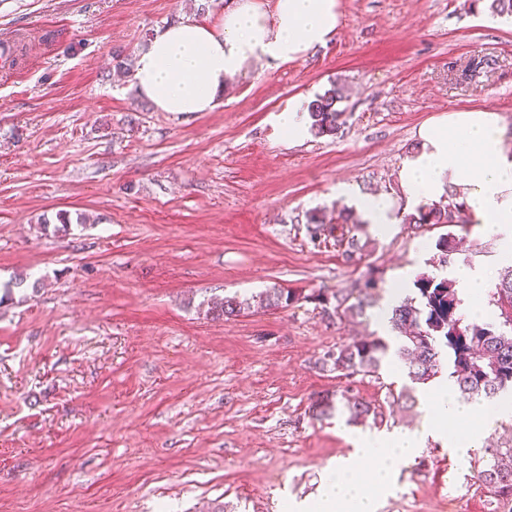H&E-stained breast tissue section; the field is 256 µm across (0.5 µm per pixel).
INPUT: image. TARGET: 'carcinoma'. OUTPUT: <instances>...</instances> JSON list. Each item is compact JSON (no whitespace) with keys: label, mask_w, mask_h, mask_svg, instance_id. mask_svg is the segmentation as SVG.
I'll return each instance as SVG.
<instances>
[{"label":"carcinoma","mask_w":512,"mask_h":512,"mask_svg":"<svg viewBox=\"0 0 512 512\" xmlns=\"http://www.w3.org/2000/svg\"><path fill=\"white\" fill-rule=\"evenodd\" d=\"M343 100L336 87L318 94L308 105L309 132L314 137L334 136L344 124ZM309 237L316 241L333 239L343 249L347 260L361 262L369 242L358 236L364 224L350 209L339 213L336 223L326 222L322 211L305 214ZM404 223L427 230L445 227L435 241L437 266L444 269L460 255L459 238L454 228L466 223L464 203L456 194L448 202L432 205L425 211L404 216ZM413 297L404 298L388 312L387 323L398 340L396 349L383 337H352L334 351L316 361L321 368H332L344 376L361 374L379 376L382 363L394 355L408 365L414 384H426L441 373L443 358L451 365L449 377L460 397L493 400L512 389V261L505 262L503 273L489 292L488 305L495 307L494 317L466 322L459 313L460 299L452 281L434 273H421L413 282ZM380 280L373 268L349 291L331 295H304L288 288L273 286L251 298L225 296L211 302L208 313L214 319H231L258 309L287 308L301 301L313 300L321 306L325 319L360 317L380 299ZM312 417L323 419L342 410L348 421L363 423L383 420L382 405L368 402L346 392L336 398L325 395L313 401ZM489 456L475 479L496 500L512 501V448H486Z\"/></svg>","instance_id":"carcinoma-1"}]
</instances>
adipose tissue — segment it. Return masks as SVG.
<instances>
[{
    "instance_id": "ef3b65f1",
    "label": "adipose tissue",
    "mask_w": 512,
    "mask_h": 512,
    "mask_svg": "<svg viewBox=\"0 0 512 512\" xmlns=\"http://www.w3.org/2000/svg\"><path fill=\"white\" fill-rule=\"evenodd\" d=\"M340 0H234L219 25L193 19L156 28L136 56L133 84L161 112H209L228 80L252 63L284 64L327 44L340 26ZM417 148L402 162L400 186L406 209L415 213L456 191L472 223L498 238L502 255H512V151L505 146L497 110L463 108L422 127ZM350 196L360 219L374 234L399 220L395 200L385 193ZM461 309L484 308L491 286L487 271L466 262L451 270ZM512 417V397L490 402L464 400L453 384L440 382L425 395V419L416 430L367 438L357 452L332 469L312 512H376L373 489H386L393 470L416 454L423 435L447 439L459 464L480 447L486 427Z\"/></svg>"
}]
</instances>
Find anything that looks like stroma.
<instances>
[{"label":"stroma","instance_id":"35a3bbf8","mask_svg":"<svg viewBox=\"0 0 512 512\" xmlns=\"http://www.w3.org/2000/svg\"><path fill=\"white\" fill-rule=\"evenodd\" d=\"M230 2L0 0V512H287L364 437L422 424L427 387L397 357L376 378L315 365L387 335L377 317L333 323L305 301L225 321L207 303L430 270L438 230L397 224L355 264L311 240L305 214L336 217L340 184L400 198L419 127L453 109L496 108L512 146V18L488 0H340L326 46L248 67L213 111L140 98L114 52L182 19L218 24ZM479 58L486 73L465 78ZM334 85L339 134L283 142L277 111ZM408 385L416 405L379 425L311 416L325 393L383 405ZM482 456L463 467L425 437L377 512H512L475 482Z\"/></svg>","mask_w":512,"mask_h":512}]
</instances>
